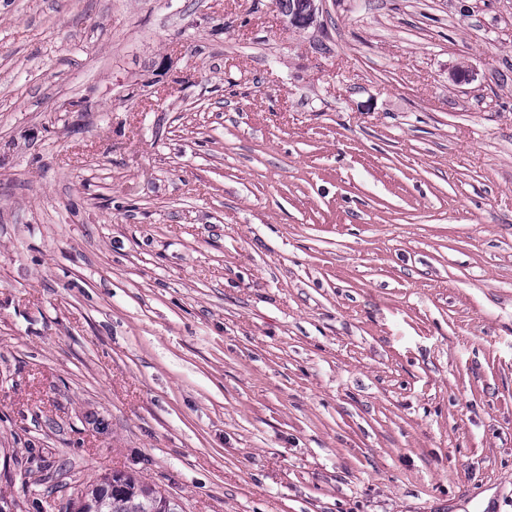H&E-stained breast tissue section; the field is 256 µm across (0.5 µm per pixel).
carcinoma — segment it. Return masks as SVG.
I'll return each mask as SVG.
<instances>
[{"label":"carcinoma","instance_id":"cac0c4a2","mask_svg":"<svg viewBox=\"0 0 512 512\" xmlns=\"http://www.w3.org/2000/svg\"><path fill=\"white\" fill-rule=\"evenodd\" d=\"M96 512H154L160 491L133 476L87 486Z\"/></svg>","mask_w":512,"mask_h":512}]
</instances>
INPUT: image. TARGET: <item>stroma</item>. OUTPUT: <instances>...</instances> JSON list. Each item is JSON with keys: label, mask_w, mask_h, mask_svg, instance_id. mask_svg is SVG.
<instances>
[{"label": "stroma", "mask_w": 512, "mask_h": 512, "mask_svg": "<svg viewBox=\"0 0 512 512\" xmlns=\"http://www.w3.org/2000/svg\"><path fill=\"white\" fill-rule=\"evenodd\" d=\"M116 470L512 512V0H0V498ZM318 0H283L278 2V8L288 17V23L299 29H305L314 24L318 13Z\"/></svg>", "instance_id": "stroma-1"}]
</instances>
